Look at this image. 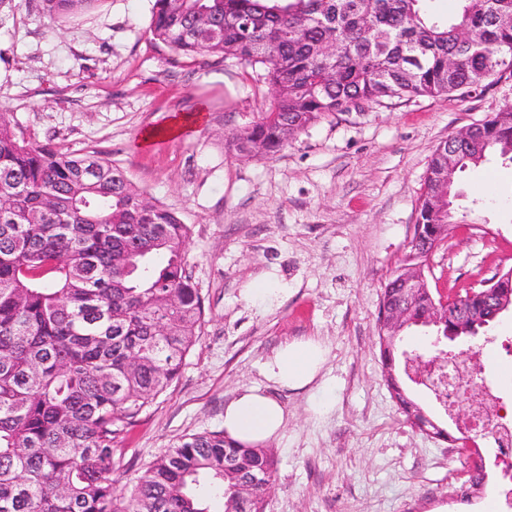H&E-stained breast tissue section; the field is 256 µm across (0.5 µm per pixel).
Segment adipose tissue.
Instances as JSON below:
<instances>
[{
	"label": "adipose tissue",
	"instance_id": "ef3b65f1",
	"mask_svg": "<svg viewBox=\"0 0 512 512\" xmlns=\"http://www.w3.org/2000/svg\"><path fill=\"white\" fill-rule=\"evenodd\" d=\"M327 349L321 340L308 338L280 346L266 361V377L281 388L302 391L322 377ZM287 411L279 400L257 388H246L224 407V434L241 445L267 443L287 424Z\"/></svg>",
	"mask_w": 512,
	"mask_h": 512
}]
</instances>
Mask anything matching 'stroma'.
<instances>
[{
	"label": "stroma",
	"instance_id": "35a3bbf8",
	"mask_svg": "<svg viewBox=\"0 0 512 512\" xmlns=\"http://www.w3.org/2000/svg\"><path fill=\"white\" fill-rule=\"evenodd\" d=\"M153 4L96 0L53 22L38 0L0 6V113L29 142L100 153L192 229L201 333L172 385L119 435L117 477L135 481L180 437L221 430L225 404L258 387L288 412L267 444L265 512H469L456 500L460 462L407 423L386 382L378 301L413 235L433 151L512 104V78L331 115L276 155L244 157L230 140L261 118L271 85L154 41ZM455 205L457 222L430 258L429 286L447 294L512 267V165L492 155L466 170ZM268 274L287 297L246 302L243 288ZM309 337L328 350L327 387L279 389L266 361ZM450 348L483 351L482 381L512 416V384L499 378L512 366V313L489 340ZM318 401L327 412H313Z\"/></svg>",
	"mask_w": 512,
	"mask_h": 512
}]
</instances>
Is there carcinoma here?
Masks as SVG:
<instances>
[{
  "instance_id": "cac0c4a2",
  "label": "carcinoma",
  "mask_w": 512,
  "mask_h": 512,
  "mask_svg": "<svg viewBox=\"0 0 512 512\" xmlns=\"http://www.w3.org/2000/svg\"><path fill=\"white\" fill-rule=\"evenodd\" d=\"M97 0H41L50 21ZM154 0L153 40L186 55L235 59L268 81L261 120L233 137L242 155H273L325 116L386 100L470 93L512 77V0ZM467 31L473 40L464 41ZM337 42L328 57L323 46ZM490 154L512 163V104L485 120L418 205L412 245L384 285L378 344L387 381L413 428L448 435L394 372L403 336L437 316L468 335L494 323L512 288L441 303L408 295L402 278L429 273L431 236L448 237L458 177ZM191 228L97 154L31 144L0 114V512H263L274 460L224 431L186 435L131 486L114 474L116 439L176 379L205 307L187 260Z\"/></svg>"
}]
</instances>
